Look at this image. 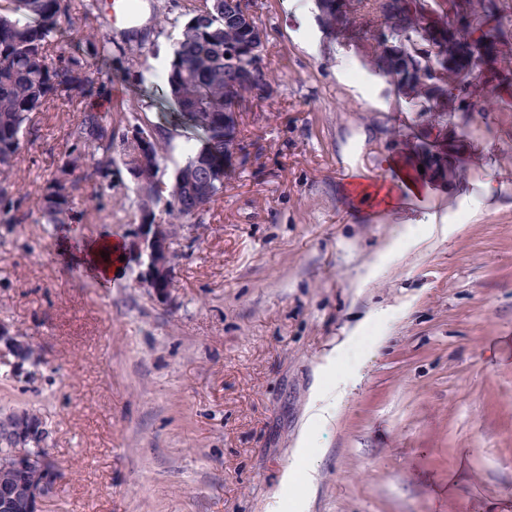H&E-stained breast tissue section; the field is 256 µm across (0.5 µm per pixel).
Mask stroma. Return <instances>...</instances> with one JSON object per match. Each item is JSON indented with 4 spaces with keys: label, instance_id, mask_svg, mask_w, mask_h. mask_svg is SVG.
<instances>
[{
    "label": "stroma",
    "instance_id": "1",
    "mask_svg": "<svg viewBox=\"0 0 512 512\" xmlns=\"http://www.w3.org/2000/svg\"><path fill=\"white\" fill-rule=\"evenodd\" d=\"M133 79L156 97L188 0H140ZM278 85L247 119L258 155L211 217L174 239L164 299L128 260L100 285L71 236L130 239L133 181L61 228L0 224V418L36 414L62 479L47 512H266L288 467L302 510L512 512V112L471 119L465 170L385 208L354 180L395 181L392 131L415 115L314 0H253ZM71 106L34 113L15 172L30 193L67 147ZM458 232L388 254L406 221ZM351 346L333 422L300 442L329 353Z\"/></svg>",
    "mask_w": 512,
    "mask_h": 512
}]
</instances>
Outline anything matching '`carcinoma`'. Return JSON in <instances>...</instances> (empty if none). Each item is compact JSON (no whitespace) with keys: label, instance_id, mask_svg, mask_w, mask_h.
<instances>
[{"label":"carcinoma","instance_id":"carcinoma-1","mask_svg":"<svg viewBox=\"0 0 512 512\" xmlns=\"http://www.w3.org/2000/svg\"><path fill=\"white\" fill-rule=\"evenodd\" d=\"M318 20L333 39L353 47L425 119L413 142L400 141L402 172L411 181L451 183L463 171V139L451 130L440 146L432 139L448 116L467 124L475 114L512 111V0H316ZM168 69L160 75V103H168L193 132L186 163L171 185L159 178L168 129L140 113L112 121L101 107L116 84L140 100L132 80L134 46L145 33L122 41L93 26V0H4L0 4V224H25L30 194L10 179L21 153V134L34 112L77 100L67 149L38 196L49 224L81 220L74 209L83 186L96 210L114 177L134 165L141 224H201L224 193V167L236 154L253 157L244 128L224 125V113L245 112L270 96L274 76L258 32L241 18L239 0H192ZM77 18L85 29L66 34ZM106 60L107 74L93 71ZM163 208L166 218L157 217Z\"/></svg>","mask_w":512,"mask_h":512}]
</instances>
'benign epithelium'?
Here are the masks:
<instances>
[{
	"label": "benign epithelium",
	"mask_w": 512,
	"mask_h": 512,
	"mask_svg": "<svg viewBox=\"0 0 512 512\" xmlns=\"http://www.w3.org/2000/svg\"><path fill=\"white\" fill-rule=\"evenodd\" d=\"M172 240L167 224H139L130 238L131 252L149 259L143 277L158 297L163 295L162 282L172 276L168 264ZM0 345L13 354L17 363H22L21 356L27 353V344L12 336L2 323ZM3 430L12 433L13 448L7 461L0 464V495L24 504L27 512H44L60 472L51 457L34 455L24 444L27 435L44 434L41 422L28 416H16L12 421L6 417L0 420V432Z\"/></svg>",
	"instance_id": "benign-epithelium-1"
}]
</instances>
